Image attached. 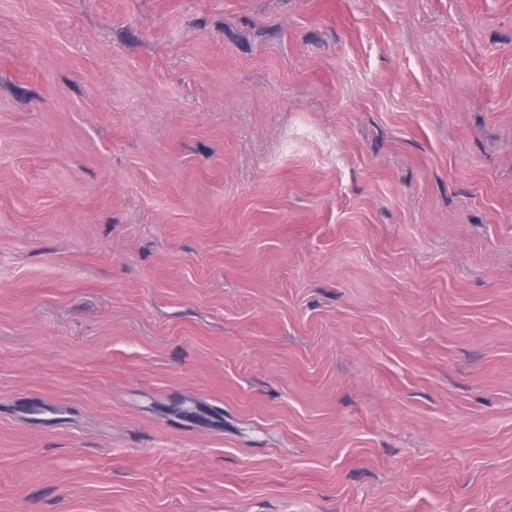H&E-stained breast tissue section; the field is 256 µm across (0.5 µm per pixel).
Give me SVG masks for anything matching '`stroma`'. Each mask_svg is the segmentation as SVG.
Segmentation results:
<instances>
[{
    "instance_id": "stroma-1",
    "label": "stroma",
    "mask_w": 512,
    "mask_h": 512,
    "mask_svg": "<svg viewBox=\"0 0 512 512\" xmlns=\"http://www.w3.org/2000/svg\"><path fill=\"white\" fill-rule=\"evenodd\" d=\"M0 512H512V0H0Z\"/></svg>"
}]
</instances>
